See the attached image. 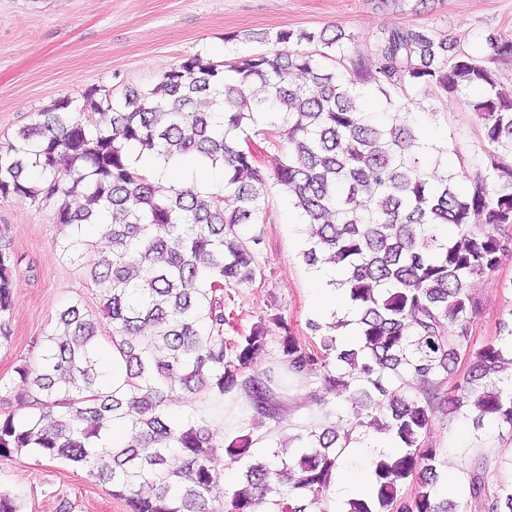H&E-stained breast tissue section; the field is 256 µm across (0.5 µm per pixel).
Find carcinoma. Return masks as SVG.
I'll list each match as a JSON object with an SVG mask.
<instances>
[{"label":"carcinoma","instance_id":"obj_1","mask_svg":"<svg viewBox=\"0 0 512 512\" xmlns=\"http://www.w3.org/2000/svg\"><path fill=\"white\" fill-rule=\"evenodd\" d=\"M414 5H409V2ZM425 0H374L401 14ZM271 48L222 63L196 53L157 83L119 97L98 87L82 95V119L63 97L34 124L0 139V198L51 202L68 230L70 257L93 247L88 227L108 219L88 276L125 366L129 389L112 388L99 356L96 323L74 304L58 314L32 363L17 373L35 412L0 418V458L22 451L61 461L125 501L127 512H328L327 491L339 452L353 433L392 437L397 451L372 460L373 495L347 501V512H467L440 490L439 448L425 446L437 413L468 406L476 429L512 434V328L478 344L470 328L475 277L490 276L512 249V95L497 70L426 27L383 26L359 43L321 29H284ZM491 59L512 58V35L486 39ZM296 44L304 49L286 50ZM342 66L328 67L320 59ZM252 86L242 96L241 86ZM379 93L388 122L367 110ZM474 93L467 106L480 126L482 157L448 149L430 154L410 108L413 96ZM279 122L281 155L272 170L249 149L247 126ZM168 162L190 156L224 162V187L193 193L136 166L134 153ZM66 172V178L60 173ZM288 195L308 226L307 265L339 266L359 330L356 344L306 324L319 346L292 334L285 317L276 365L244 376L270 336L264 325L229 342L224 302L213 293L263 278L258 223L269 186ZM236 206L224 207L227 198ZM19 259L0 249V337ZM467 370L458 375L460 359ZM320 377L323 399L354 392L343 424L305 427L306 446L288 459L257 458L251 433L222 445L243 480L224 488L207 417L171 411L181 394L224 402L237 394L261 417L277 420L291 379ZM468 498L484 512H512V480H495L483 455L463 468ZM417 484L410 496L406 484Z\"/></svg>","mask_w":512,"mask_h":512}]
</instances>
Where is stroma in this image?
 <instances>
[{
  "mask_svg": "<svg viewBox=\"0 0 512 512\" xmlns=\"http://www.w3.org/2000/svg\"><path fill=\"white\" fill-rule=\"evenodd\" d=\"M385 25L425 26L457 38L460 48L486 59V35L512 33V0H429L420 12L384 15L371 0H0V138L13 137L35 119L36 112L68 97L81 101L88 87L120 95L127 86L147 87L183 59L208 54L217 62L260 50L261 37L281 29L335 27L368 40ZM418 124L439 132L462 152H480L476 127L464 97L417 96L412 106ZM264 243L258 262L262 281L229 289L224 303L236 320L225 336L249 331L261 318L283 313L300 339H308V320L318 318L311 269L300 253L307 231L287 195L271 188L259 215ZM63 231L49 203L0 199V248L21 262L17 267L12 307V335L0 342V415L32 414L25 384L16 369L35 360L37 343L50 334L60 311L81 303L85 312L102 316L98 290L86 275L98 251L81 259L62 254ZM512 279V252L500 260L494 276L475 280L480 303L473 325L477 342L494 340L499 323L512 316V295L500 284ZM321 381L309 377L283 400L279 420L261 419L244 404L215 415L210 403L184 399L173 405L177 415L210 416L216 444L249 432L261 450L287 444L313 422H334L348 415L351 395L330 401L326 413L316 405ZM429 442L442 449L443 471L457 494H464L465 461L488 456L497 475L512 473V436L498 429L474 430L471 419L435 417ZM0 490L14 495L22 512H126L110 486L84 472L31 453L0 460Z\"/></svg>",
  "mask_w": 512,
  "mask_h": 512,
  "instance_id": "35a3bbf8",
  "label": "stroma"
}]
</instances>
